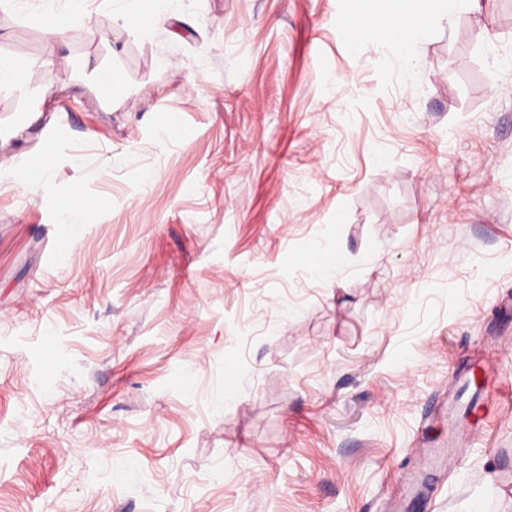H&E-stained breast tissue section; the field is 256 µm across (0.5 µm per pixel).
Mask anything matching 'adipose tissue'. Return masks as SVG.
Here are the masks:
<instances>
[{
	"instance_id": "obj_1",
	"label": "adipose tissue",
	"mask_w": 512,
	"mask_h": 512,
	"mask_svg": "<svg viewBox=\"0 0 512 512\" xmlns=\"http://www.w3.org/2000/svg\"><path fill=\"white\" fill-rule=\"evenodd\" d=\"M411 10L400 14L360 15L364 34L377 47L396 59L405 75H412L416 66L415 50L432 31L437 12L453 14L473 6L475 0H413Z\"/></svg>"
}]
</instances>
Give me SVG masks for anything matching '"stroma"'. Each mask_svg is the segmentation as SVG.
<instances>
[{"instance_id": "obj_1", "label": "stroma", "mask_w": 512, "mask_h": 512, "mask_svg": "<svg viewBox=\"0 0 512 512\" xmlns=\"http://www.w3.org/2000/svg\"><path fill=\"white\" fill-rule=\"evenodd\" d=\"M387 6L0 5V512H512V0L410 77L343 32ZM467 364L501 387L424 467ZM42 2L44 5L42 17L53 26L60 25L64 18L81 13L84 4V0H66L64 6L60 8L58 6L59 0H44ZM133 3H147L146 11L155 26L163 25L174 16L173 1L171 0H142ZM95 203L92 200L82 199L78 205L76 199L62 198L56 203L58 213L64 218L65 224H71L73 235L79 234L84 226L90 224L91 215Z\"/></svg>"}]
</instances>
